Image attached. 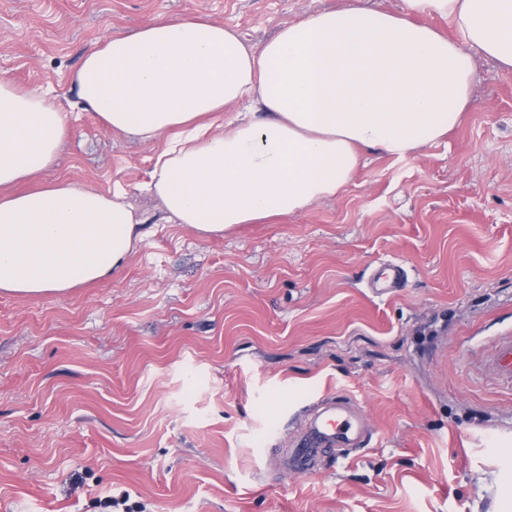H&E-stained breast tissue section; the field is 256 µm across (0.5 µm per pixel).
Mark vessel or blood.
<instances>
[{
    "label": "vessel or blood",
    "instance_id": "b4317fda",
    "mask_svg": "<svg viewBox=\"0 0 512 512\" xmlns=\"http://www.w3.org/2000/svg\"><path fill=\"white\" fill-rule=\"evenodd\" d=\"M405 280L403 267L393 261L381 263L370 275L368 286L372 293L382 297L393 294ZM494 371L512 382V337L502 340L491 360ZM370 431L364 414L348 400H332L305 423L293 449L289 451L287 475L322 473L319 460L325 448H356Z\"/></svg>",
    "mask_w": 512,
    "mask_h": 512
}]
</instances>
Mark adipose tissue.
Instances as JSON below:
<instances>
[{"instance_id":"ef3b65f1","label":"adipose tissue","mask_w":512,"mask_h":512,"mask_svg":"<svg viewBox=\"0 0 512 512\" xmlns=\"http://www.w3.org/2000/svg\"><path fill=\"white\" fill-rule=\"evenodd\" d=\"M450 19L456 38L420 23ZM512 72V0L346 5L284 24L262 44L195 14L157 17L86 50L74 85L115 132L163 141L143 189L164 224L204 235L300 212L352 180L358 152L404 156L475 107L470 49ZM242 105L245 119L218 123ZM69 115L0 81V291L60 293L120 274L146 218L115 185L26 188L55 164Z\"/></svg>"}]
</instances>
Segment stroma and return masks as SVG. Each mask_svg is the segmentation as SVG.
<instances>
[{
    "label": "stroma",
    "mask_w": 512,
    "mask_h": 512,
    "mask_svg": "<svg viewBox=\"0 0 512 512\" xmlns=\"http://www.w3.org/2000/svg\"><path fill=\"white\" fill-rule=\"evenodd\" d=\"M342 0H0V79L51 90L71 132L42 181L132 191L152 215L123 272L0 293V512H512V73L474 55L478 109L406 156L363 151L331 199L203 235L138 194L161 142L78 105L84 50L205 13L248 41ZM395 260L404 288L374 298ZM346 397L374 434L283 474L309 414ZM405 280L404 268L393 261L382 262L370 275L368 288L378 296H387L403 286ZM491 367L498 375L512 382V337H506L499 343Z\"/></svg>",
    "instance_id": "stroma-1"
}]
</instances>
